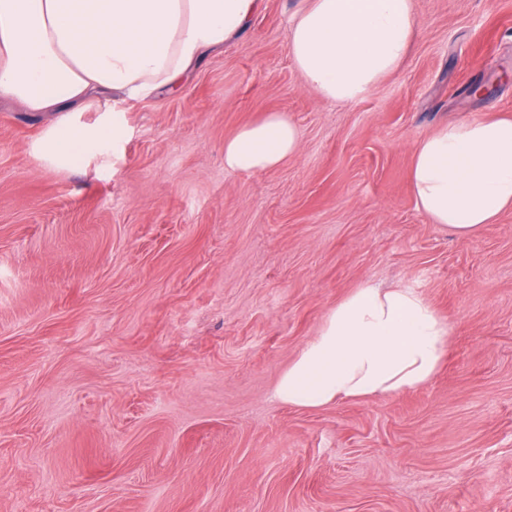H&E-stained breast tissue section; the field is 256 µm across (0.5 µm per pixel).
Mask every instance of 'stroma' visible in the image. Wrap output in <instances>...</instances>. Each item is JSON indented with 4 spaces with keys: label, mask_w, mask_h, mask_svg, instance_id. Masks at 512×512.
I'll return each instance as SVG.
<instances>
[{
    "label": "stroma",
    "mask_w": 512,
    "mask_h": 512,
    "mask_svg": "<svg viewBox=\"0 0 512 512\" xmlns=\"http://www.w3.org/2000/svg\"><path fill=\"white\" fill-rule=\"evenodd\" d=\"M297 5L264 0L176 92L108 94L123 135L76 167L39 157L52 116L0 100V512H512V211L461 239L410 185L420 138L512 118V0H415L409 58L352 105L305 86ZM271 111L299 155L225 171ZM365 281L452 321L442 370L275 399Z\"/></svg>",
    "instance_id": "1"
}]
</instances>
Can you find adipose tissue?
I'll return each instance as SVG.
<instances>
[{"label":"adipose tissue","mask_w":512,"mask_h":512,"mask_svg":"<svg viewBox=\"0 0 512 512\" xmlns=\"http://www.w3.org/2000/svg\"><path fill=\"white\" fill-rule=\"evenodd\" d=\"M288 53L318 97L361 101L396 74L418 32L414 0H301ZM262 0H0V97L31 112H57L42 157L72 165L120 135L101 95L177 91L206 54L244 33ZM101 112L85 125L71 112ZM300 147L280 112L224 141L232 173L273 169ZM418 210L460 238L512 210V118L447 124L414 149ZM454 327L409 285L363 283L339 300L279 378L274 396L316 409L400 395L428 384L445 361Z\"/></svg>","instance_id":"1"}]
</instances>
